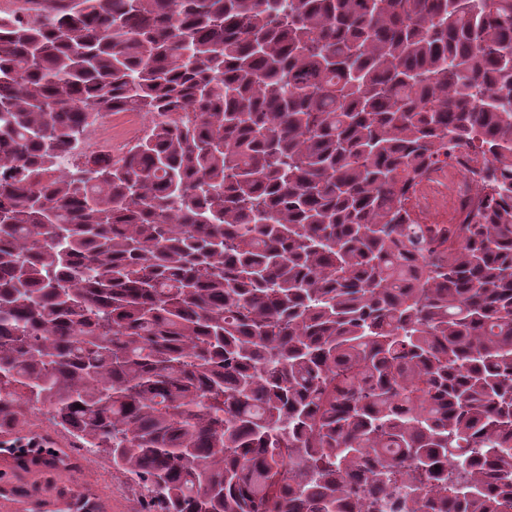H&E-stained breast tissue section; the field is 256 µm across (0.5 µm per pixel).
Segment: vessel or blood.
Masks as SVG:
<instances>
[{"instance_id":"b4317fda","label":"vessel or blood","mask_w":512,"mask_h":512,"mask_svg":"<svg viewBox=\"0 0 512 512\" xmlns=\"http://www.w3.org/2000/svg\"><path fill=\"white\" fill-rule=\"evenodd\" d=\"M40 449L0 454V512H110L112 500L84 479L80 457L53 433Z\"/></svg>"}]
</instances>
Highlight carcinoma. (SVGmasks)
<instances>
[{
    "mask_svg": "<svg viewBox=\"0 0 512 512\" xmlns=\"http://www.w3.org/2000/svg\"><path fill=\"white\" fill-rule=\"evenodd\" d=\"M461 146L415 276L407 190ZM39 405L164 512H512V0L1 22L0 426ZM114 135L111 113L80 134L78 150L68 156V164L78 154L94 155L104 163L114 161L128 149L126 142L112 140ZM483 160L474 156L470 149L459 148L455 157L447 164L435 166L413 186L408 195V207L412 214L424 209L447 206L448 184L452 187L453 221L437 224L439 236L454 237L458 234L461 217L471 209L475 200V189L481 183Z\"/></svg>",
    "mask_w": 512,
    "mask_h": 512,
    "instance_id": "obj_1",
    "label": "carcinoma"
}]
</instances>
